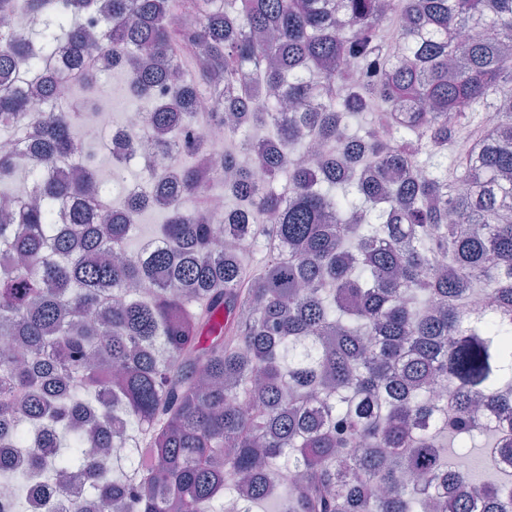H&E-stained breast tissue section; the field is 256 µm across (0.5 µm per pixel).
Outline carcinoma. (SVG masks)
I'll list each match as a JSON object with an SVG mask.
<instances>
[{
    "instance_id": "carcinoma-1",
    "label": "carcinoma",
    "mask_w": 512,
    "mask_h": 512,
    "mask_svg": "<svg viewBox=\"0 0 512 512\" xmlns=\"http://www.w3.org/2000/svg\"><path fill=\"white\" fill-rule=\"evenodd\" d=\"M101 57L146 109L147 195L54 175L94 155ZM12 69L70 95L32 112ZM203 99L246 152L180 139ZM1 131L0 448L26 458L0 493L79 474L100 512H512V0H0ZM224 174L238 205L213 211ZM144 211L164 222L132 253ZM471 448L496 477L458 467Z\"/></svg>"
}]
</instances>
